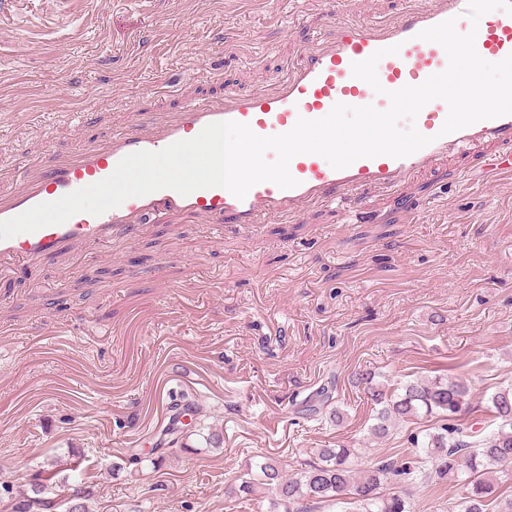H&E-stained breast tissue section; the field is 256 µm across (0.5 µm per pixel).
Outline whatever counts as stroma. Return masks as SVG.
<instances>
[{
	"instance_id": "35a3bbf8",
	"label": "stroma",
	"mask_w": 512,
	"mask_h": 512,
	"mask_svg": "<svg viewBox=\"0 0 512 512\" xmlns=\"http://www.w3.org/2000/svg\"><path fill=\"white\" fill-rule=\"evenodd\" d=\"M431 0H0V181L44 151L101 143L137 111L165 113L224 85L268 89L336 26L394 19ZM351 224L318 205L293 222L213 231L172 215L129 241L0 277V500L28 492L38 465L81 458L90 512H270L264 489L236 488L263 458L288 473L322 448L356 467L412 454L438 426L413 418L386 437L352 381L396 389L456 377L471 387L466 424L489 432V397L512 385V176L462 149L404 199H369ZM73 320L52 325L57 301ZM345 415L310 416L315 394ZM193 402L184 448L155 451L170 407ZM141 455L127 462L129 452ZM412 512H448L461 484L401 476Z\"/></svg>"
}]
</instances>
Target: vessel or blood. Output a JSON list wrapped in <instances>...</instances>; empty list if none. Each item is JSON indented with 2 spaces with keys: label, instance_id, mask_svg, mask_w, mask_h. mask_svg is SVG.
Returning a JSON list of instances; mask_svg holds the SVG:
<instances>
[{
  "label": "vessel or blood",
  "instance_id": "b4317fda",
  "mask_svg": "<svg viewBox=\"0 0 512 512\" xmlns=\"http://www.w3.org/2000/svg\"><path fill=\"white\" fill-rule=\"evenodd\" d=\"M466 7L467 0H433L427 7L402 10L385 24L354 22L338 26L331 40L294 66L273 91L228 88L217 97L182 101L178 112L166 119L143 113L140 121L127 125L104 143L83 146L72 156L35 157L29 161L24 178L0 185V221L108 177L130 153L162 150L197 136L212 123H244L257 135L271 136L289 132L298 118H323L338 103L387 109L388 92L421 84L446 69L448 58L443 47L419 39L418 34L451 18L457 27L467 29L470 21ZM393 45L398 46V53L383 57L377 66L381 91H374L353 76V63ZM475 47L486 60L499 62L511 55L512 15L501 10L485 14L478 24ZM447 115L444 101L425 105L416 127L431 142L403 158H361L347 168L336 169L321 156L300 154L289 165L297 181L289 189L262 182L242 199L219 187L198 189L186 196L163 189L129 198L99 216L80 213L64 224L0 240V272H20L76 247L95 248L116 239L135 238L146 225L160 223L173 214L197 215L214 224L253 227L272 217L292 221L311 206L332 205L365 194L398 196L413 175L430 170L448 152L463 146L494 147V154L486 156L484 163L490 170H502L504 158L512 157V114L445 135L441 128Z\"/></svg>",
  "mask_w": 512,
  "mask_h": 512
}]
</instances>
